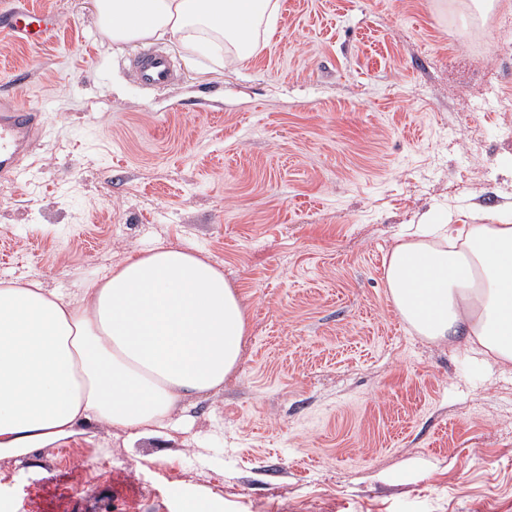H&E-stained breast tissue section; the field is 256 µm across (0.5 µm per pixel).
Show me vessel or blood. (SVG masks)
<instances>
[{
  "label": "vessel or blood",
  "instance_id": "vessel-or-blood-1",
  "mask_svg": "<svg viewBox=\"0 0 512 512\" xmlns=\"http://www.w3.org/2000/svg\"><path fill=\"white\" fill-rule=\"evenodd\" d=\"M0 31L17 36L25 42L43 43L55 29L54 20L45 14L25 7H14L5 14ZM136 78L145 86L160 88L171 85L177 77L170 58L162 53H151L133 61ZM39 112L21 103L15 96H0V176L13 180L23 178L26 168L22 158L28 150L37 129Z\"/></svg>",
  "mask_w": 512,
  "mask_h": 512
}]
</instances>
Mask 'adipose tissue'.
Masks as SVG:
<instances>
[{"instance_id": "ef3b65f1", "label": "adipose tissue", "mask_w": 512, "mask_h": 512, "mask_svg": "<svg viewBox=\"0 0 512 512\" xmlns=\"http://www.w3.org/2000/svg\"><path fill=\"white\" fill-rule=\"evenodd\" d=\"M278 0H96L116 44L170 36L251 53ZM400 317L419 335L465 340L483 363L512 364V225L422 224L384 258ZM247 315L223 271L180 247L127 258L80 299L37 280L0 281V460L79 435L87 424L140 438L177 404L223 386Z\"/></svg>"}]
</instances>
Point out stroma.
I'll return each mask as SVG.
<instances>
[{
  "label": "stroma",
  "mask_w": 512,
  "mask_h": 512,
  "mask_svg": "<svg viewBox=\"0 0 512 512\" xmlns=\"http://www.w3.org/2000/svg\"><path fill=\"white\" fill-rule=\"evenodd\" d=\"M241 62L117 46L94 0L48 44L0 36V92L41 111L0 179V281L78 297L142 250L222 268L236 369L137 441L86 426L0 461V512H512V366L427 340L383 257L431 213L512 224V0H280ZM165 51L148 90L128 60Z\"/></svg>",
  "instance_id": "obj_1"
}]
</instances>
